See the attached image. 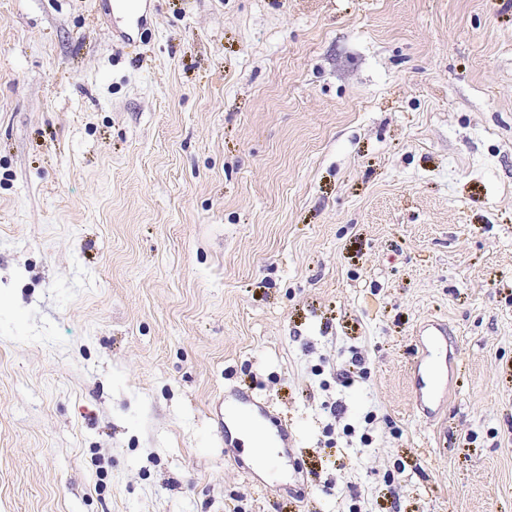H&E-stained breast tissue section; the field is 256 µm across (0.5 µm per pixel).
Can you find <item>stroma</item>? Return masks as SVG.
Segmentation results:
<instances>
[{
	"label": "stroma",
	"mask_w": 512,
	"mask_h": 512,
	"mask_svg": "<svg viewBox=\"0 0 512 512\" xmlns=\"http://www.w3.org/2000/svg\"><path fill=\"white\" fill-rule=\"evenodd\" d=\"M145 13L0 0V512H512V0ZM421 336L427 337V345L425 349V357L427 364L422 361L416 365V387L417 399L421 402L424 394L430 399L435 400L439 395V389L436 388V382L433 381V369L439 363V355L444 346L447 348L448 331L441 324H432L425 334ZM271 417L264 407L257 404L253 396L248 394L233 395L224 402V419L235 421L239 430L245 434H254L263 440L262 419Z\"/></svg>",
	"instance_id": "1"
}]
</instances>
